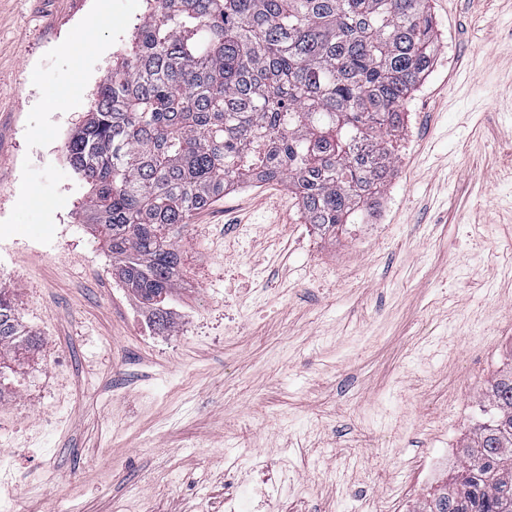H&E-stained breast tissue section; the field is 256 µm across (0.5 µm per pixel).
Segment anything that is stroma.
<instances>
[{
    "mask_svg": "<svg viewBox=\"0 0 512 512\" xmlns=\"http://www.w3.org/2000/svg\"><path fill=\"white\" fill-rule=\"evenodd\" d=\"M147 10L0 0V282L38 339L0 388L13 512H224L268 478L264 512H421L512 361V0H431L434 65L363 223L319 232L275 181L197 211L163 328L65 155Z\"/></svg>",
    "mask_w": 512,
    "mask_h": 512,
    "instance_id": "obj_1",
    "label": "stroma"
}]
</instances>
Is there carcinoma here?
<instances>
[{
	"label": "carcinoma",
	"mask_w": 512,
	"mask_h": 512,
	"mask_svg": "<svg viewBox=\"0 0 512 512\" xmlns=\"http://www.w3.org/2000/svg\"><path fill=\"white\" fill-rule=\"evenodd\" d=\"M67 146L120 279L160 304L176 230L234 187L280 181L303 223H355L394 172L401 108L429 72L428 0H151ZM34 335L0 288V380ZM423 512H512V367Z\"/></svg>",
	"instance_id": "carcinoma-1"
}]
</instances>
